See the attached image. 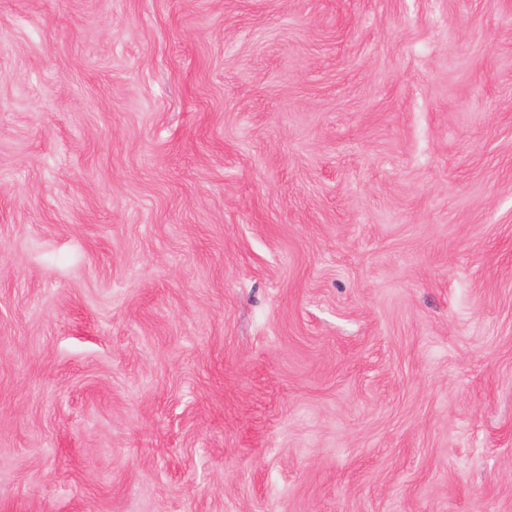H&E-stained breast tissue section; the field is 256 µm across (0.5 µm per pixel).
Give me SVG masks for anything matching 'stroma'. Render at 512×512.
<instances>
[{
    "instance_id": "35a3bbf8",
    "label": "stroma",
    "mask_w": 512,
    "mask_h": 512,
    "mask_svg": "<svg viewBox=\"0 0 512 512\" xmlns=\"http://www.w3.org/2000/svg\"><path fill=\"white\" fill-rule=\"evenodd\" d=\"M0 512H512V0H0Z\"/></svg>"
}]
</instances>
